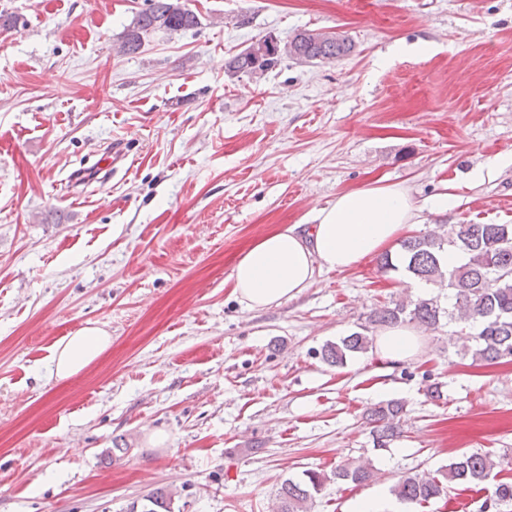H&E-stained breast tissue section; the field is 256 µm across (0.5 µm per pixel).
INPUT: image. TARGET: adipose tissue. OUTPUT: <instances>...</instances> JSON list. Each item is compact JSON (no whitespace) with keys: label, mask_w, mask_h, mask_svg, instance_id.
<instances>
[{"label":"adipose tissue","mask_w":512,"mask_h":512,"mask_svg":"<svg viewBox=\"0 0 512 512\" xmlns=\"http://www.w3.org/2000/svg\"><path fill=\"white\" fill-rule=\"evenodd\" d=\"M420 208L399 184L376 183L337 195L317 212L315 225H283L254 241L237 258L230 275L233 293L248 309L296 298L324 271H345L394 243L419 221ZM112 344L103 329L85 326L57 343L48 375L62 381L89 366ZM378 350L390 361L416 358L418 332L394 326L379 335Z\"/></svg>","instance_id":"adipose-tissue-1"}]
</instances>
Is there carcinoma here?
<instances>
[{
	"label": "carcinoma",
	"mask_w": 512,
	"mask_h": 512,
	"mask_svg": "<svg viewBox=\"0 0 512 512\" xmlns=\"http://www.w3.org/2000/svg\"><path fill=\"white\" fill-rule=\"evenodd\" d=\"M147 2L148 6L135 14L124 32L120 51L126 55L137 53L151 33L186 32L199 25L197 14L181 0ZM353 49L352 41L342 34L304 30L285 43L274 44L264 36L233 56L227 72L252 76L274 68L284 57L332 62ZM450 251L465 254L467 262L452 270L444 269L442 258ZM380 269L384 273L402 270L440 288L447 287L448 306L442 305L438 295L416 301H391L375 309L360 330L326 343L321 351L325 363L343 367L349 359L368 352L378 327L407 322L430 330L443 318L450 324L474 329L457 354L487 364L512 359V224H452L445 235L430 233L406 238L396 256L386 254L381 258ZM404 411L401 400H389L365 411L373 447L387 448L402 436L400 420ZM504 465L512 466V459L465 452L434 471L414 470L401 475L390 492L402 503L422 504L447 495L453 484H482ZM378 475V469L369 462L339 464L329 474L306 470L303 478L287 479L281 484L273 512H311L316 496L328 483L336 480L367 485ZM146 501L142 512H171V495L164 489L156 490ZM498 504H512V482H498L484 500L482 512H498Z\"/></svg>",
	"instance_id": "1"
}]
</instances>
